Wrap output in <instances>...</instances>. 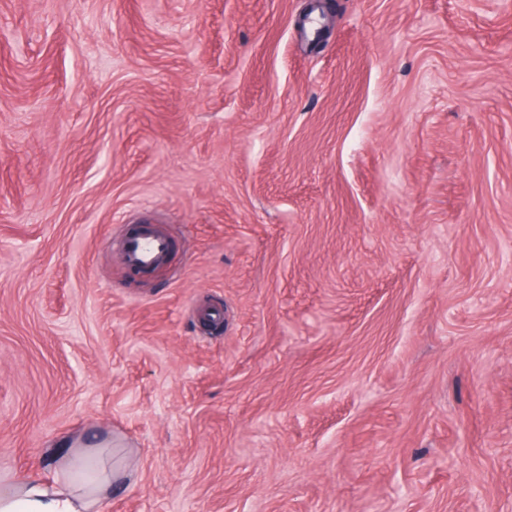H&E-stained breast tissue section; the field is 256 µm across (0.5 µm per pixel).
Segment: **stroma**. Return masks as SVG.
I'll return each instance as SVG.
<instances>
[{"label":"stroma","mask_w":512,"mask_h":512,"mask_svg":"<svg viewBox=\"0 0 512 512\" xmlns=\"http://www.w3.org/2000/svg\"><path fill=\"white\" fill-rule=\"evenodd\" d=\"M311 2L0 0V480L512 512V0ZM134 234L140 232L141 226L132 228ZM169 236L155 229L138 235L128 236L124 242V260L132 270L154 268L166 258L170 250Z\"/></svg>","instance_id":"35a3bbf8"}]
</instances>
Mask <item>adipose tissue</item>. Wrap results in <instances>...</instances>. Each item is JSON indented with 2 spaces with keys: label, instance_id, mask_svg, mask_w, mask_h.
<instances>
[{
  "label": "adipose tissue",
  "instance_id": "1",
  "mask_svg": "<svg viewBox=\"0 0 512 512\" xmlns=\"http://www.w3.org/2000/svg\"><path fill=\"white\" fill-rule=\"evenodd\" d=\"M92 456L99 460L97 475L87 483L74 481L70 468ZM53 458L52 478L32 473L14 479L9 491H0V512H102L112 489L130 477L127 469L113 467L108 448H61Z\"/></svg>",
  "mask_w": 512,
  "mask_h": 512
}]
</instances>
